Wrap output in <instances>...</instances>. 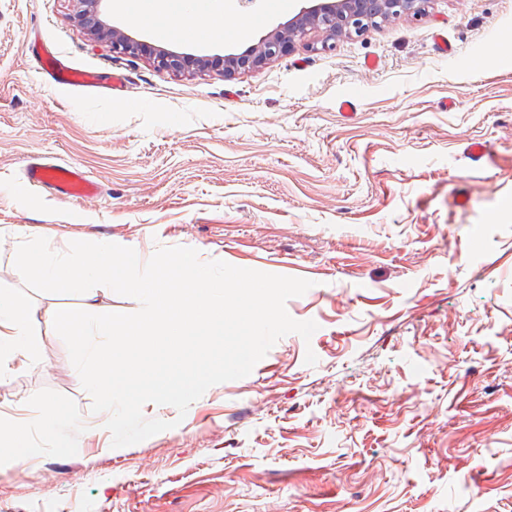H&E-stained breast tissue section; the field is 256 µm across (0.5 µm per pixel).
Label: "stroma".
Masks as SVG:
<instances>
[{"label": "stroma", "mask_w": 512, "mask_h": 512, "mask_svg": "<svg viewBox=\"0 0 512 512\" xmlns=\"http://www.w3.org/2000/svg\"><path fill=\"white\" fill-rule=\"evenodd\" d=\"M301 6L234 0L224 24L251 21L246 39L164 47L237 54ZM73 15L0 0V285L25 286L14 227L42 225L143 263L184 246L311 280L286 310L318 328L186 415L145 404L175 428L122 448L44 328L39 367L1 381L0 402L56 401L76 447L0 467V512H512V0H431L328 51L312 31L229 78L112 54ZM44 47L103 87L55 84ZM115 75L132 107L111 101ZM35 156L80 166L97 195L28 185Z\"/></svg>", "instance_id": "obj_1"}]
</instances>
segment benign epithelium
<instances>
[{"label": "benign epithelium", "instance_id": "7a95c632", "mask_svg": "<svg viewBox=\"0 0 512 512\" xmlns=\"http://www.w3.org/2000/svg\"><path fill=\"white\" fill-rule=\"evenodd\" d=\"M103 2L105 0H75L74 20L81 35L106 43L114 54L142 56L162 69L173 72L211 69L227 77L258 70L290 54L311 30L323 33L321 49L327 50L339 38L361 36L383 24L421 17L430 0H323L302 8L287 25L261 37L245 52L222 60L191 57L136 40L101 20Z\"/></svg>", "mask_w": 512, "mask_h": 512}]
</instances>
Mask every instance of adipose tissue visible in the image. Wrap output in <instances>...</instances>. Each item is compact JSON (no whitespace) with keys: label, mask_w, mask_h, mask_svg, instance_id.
I'll return each instance as SVG.
<instances>
[{"label":"adipose tissue","mask_w":512,"mask_h":512,"mask_svg":"<svg viewBox=\"0 0 512 512\" xmlns=\"http://www.w3.org/2000/svg\"><path fill=\"white\" fill-rule=\"evenodd\" d=\"M225 0H152L151 19L170 27L208 25L214 33L223 34L220 20L225 15ZM63 418L60 410L49 403L40 405L26 417L0 420V463L17 464L35 456L39 448L36 435H45L60 452H69L67 439L54 434L53 428Z\"/></svg>","instance_id":"1"}]
</instances>
